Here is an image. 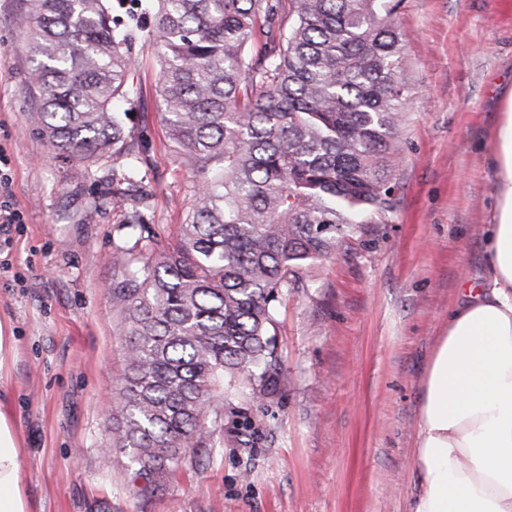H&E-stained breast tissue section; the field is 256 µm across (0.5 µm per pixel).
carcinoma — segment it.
Listing matches in <instances>:
<instances>
[{"label":"carcinoma","instance_id":"carcinoma-1","mask_svg":"<svg viewBox=\"0 0 512 512\" xmlns=\"http://www.w3.org/2000/svg\"><path fill=\"white\" fill-rule=\"evenodd\" d=\"M25 0L30 113L57 156L145 162L126 125L137 47L164 48L171 141L197 176L176 243L138 205L112 250V312L126 344L105 450L162 477L211 447L224 386L260 398L280 380L276 303L309 261L398 204L392 170L411 99L403 0Z\"/></svg>","mask_w":512,"mask_h":512}]
</instances>
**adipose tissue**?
<instances>
[{"instance_id":"1","label":"adipose tissue","mask_w":512,"mask_h":512,"mask_svg":"<svg viewBox=\"0 0 512 512\" xmlns=\"http://www.w3.org/2000/svg\"><path fill=\"white\" fill-rule=\"evenodd\" d=\"M490 153L496 201L484 231L482 287L448 313L423 380L410 512H512V93ZM19 441L0 411V512H29Z\"/></svg>"}]
</instances>
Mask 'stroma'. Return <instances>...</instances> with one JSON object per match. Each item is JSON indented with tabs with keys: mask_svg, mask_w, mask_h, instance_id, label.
Masks as SVG:
<instances>
[{
	"mask_svg": "<svg viewBox=\"0 0 512 512\" xmlns=\"http://www.w3.org/2000/svg\"><path fill=\"white\" fill-rule=\"evenodd\" d=\"M23 10L24 0H0V149L23 213L0 239V327L14 338L0 409L16 424L30 512H409L426 368L449 310L484 280L489 150L512 91V0H403L412 103L393 169L396 211L282 296L276 393L227 394L213 448L145 497L125 454L102 450L125 359L107 292L112 245L136 199L112 195L125 165L89 176L37 135ZM161 54L155 39L138 48L128 126L146 159V218L172 240L193 178L165 134Z\"/></svg>",
	"mask_w": 512,
	"mask_h": 512,
	"instance_id": "obj_1",
	"label": "stroma"
}]
</instances>
